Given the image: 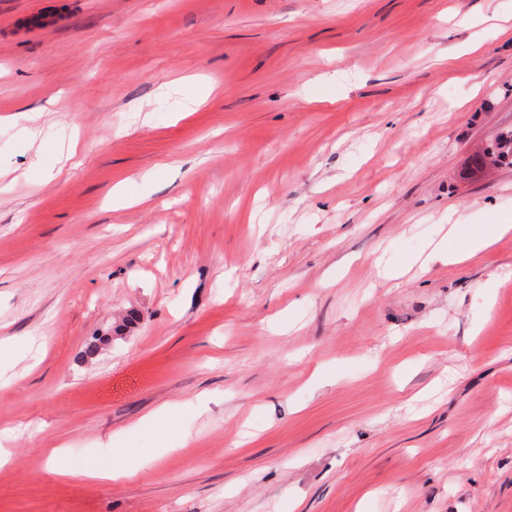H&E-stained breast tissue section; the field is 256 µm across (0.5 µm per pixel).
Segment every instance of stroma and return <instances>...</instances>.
<instances>
[{"label": "stroma", "mask_w": 512, "mask_h": 512, "mask_svg": "<svg viewBox=\"0 0 512 512\" xmlns=\"http://www.w3.org/2000/svg\"><path fill=\"white\" fill-rule=\"evenodd\" d=\"M0 114V512H512V0H0ZM512 218H504L499 224H472L471 230L466 236L461 249L448 251L447 247L442 250V255L448 257V260L471 259L487 250L501 236L512 231Z\"/></svg>", "instance_id": "stroma-1"}]
</instances>
